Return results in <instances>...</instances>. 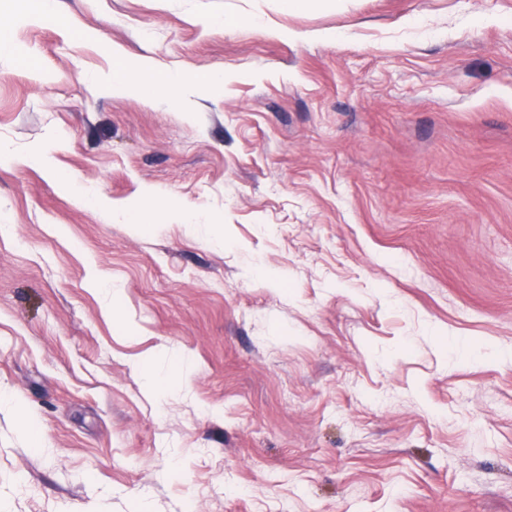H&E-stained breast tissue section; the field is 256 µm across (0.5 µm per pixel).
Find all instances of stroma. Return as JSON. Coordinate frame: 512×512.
<instances>
[{
  "label": "stroma",
  "mask_w": 512,
  "mask_h": 512,
  "mask_svg": "<svg viewBox=\"0 0 512 512\" xmlns=\"http://www.w3.org/2000/svg\"><path fill=\"white\" fill-rule=\"evenodd\" d=\"M38 8L0 0V512H512V0ZM121 55L179 103L96 87Z\"/></svg>",
  "instance_id": "1"
}]
</instances>
